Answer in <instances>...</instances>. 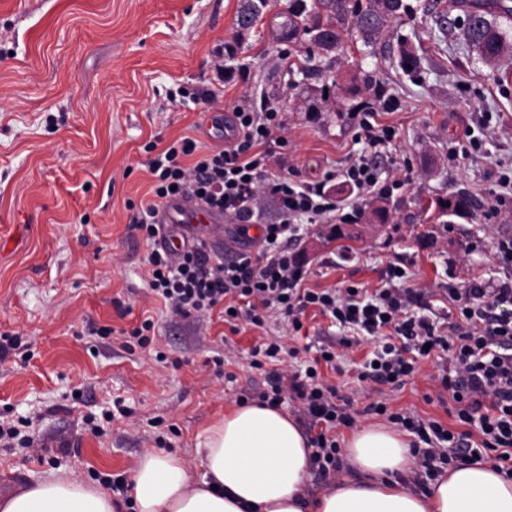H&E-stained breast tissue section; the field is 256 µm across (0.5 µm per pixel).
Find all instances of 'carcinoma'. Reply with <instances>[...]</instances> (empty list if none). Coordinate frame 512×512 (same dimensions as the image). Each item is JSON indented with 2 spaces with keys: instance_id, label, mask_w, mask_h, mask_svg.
Returning a JSON list of instances; mask_svg holds the SVG:
<instances>
[{
  "instance_id": "carcinoma-1",
  "label": "carcinoma",
  "mask_w": 512,
  "mask_h": 512,
  "mask_svg": "<svg viewBox=\"0 0 512 512\" xmlns=\"http://www.w3.org/2000/svg\"><path fill=\"white\" fill-rule=\"evenodd\" d=\"M268 6L269 0H241L236 19L239 35L248 33ZM405 9L403 0H367L366 5L359 4L350 11L346 10L344 0H289L282 29L289 38L305 36L310 43L330 53L348 33L358 36L368 46L377 43L388 23ZM487 15L481 8L471 12L464 37L481 59L495 64L506 57L512 42ZM470 207L472 203L463 196L439 199L435 203L441 217L464 213Z\"/></svg>"
}]
</instances>
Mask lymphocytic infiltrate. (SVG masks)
I'll return each mask as SVG.
<instances>
[{
    "label": "lymphocytic infiltrate",
    "mask_w": 512,
    "mask_h": 512,
    "mask_svg": "<svg viewBox=\"0 0 512 512\" xmlns=\"http://www.w3.org/2000/svg\"><path fill=\"white\" fill-rule=\"evenodd\" d=\"M237 138L224 147L202 153L190 138H182L150 156L147 168L154 179L153 203L142 205L137 227L153 247L146 258L148 290L177 317L190 319L208 314L227 302V323L243 321L260 327L271 315H279L294 331L306 308L318 307L348 335L350 347L360 335L380 338L372 359L366 360L361 380L378 386L400 387L415 370L417 359L445 353L441 385L448 394L449 416L463 424L456 432L436 420L390 410L388 402H370L366 413L387 416L414 434L411 444L416 465L411 482L425 487L440 466L487 457L498 471L512 475V281L488 284L472 282L449 287L448 298L458 310L455 320L438 326L409 308L414 289L400 287L406 271L391 266L381 288H306L305 272L288 251L301 223L315 224L331 217L337 205L324 184H307L290 175L272 176L268 160L274 149L285 147L283 113L244 101L234 109ZM345 184L359 194L388 197L402 188L403 180L382 177L365 156L349 159L339 171ZM274 198L280 212L277 223L264 225L259 254L245 251L233 259L212 257L201 240L186 244L180 252L156 244L161 226L157 201L187 197L222 212L240 231L259 218L258 201ZM261 390L254 397L272 406L292 401L299 422L314 428L313 465L324 478L341 468L334 432L352 426L346 410L349 395L324 383L316 366L285 373L265 370Z\"/></svg>",
    "instance_id": "lymphocytic-infiltrate-1"
}]
</instances>
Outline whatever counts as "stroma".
<instances>
[{
  "instance_id": "obj_1",
  "label": "stroma",
  "mask_w": 512,
  "mask_h": 512,
  "mask_svg": "<svg viewBox=\"0 0 512 512\" xmlns=\"http://www.w3.org/2000/svg\"><path fill=\"white\" fill-rule=\"evenodd\" d=\"M405 2L408 13L377 45L353 39L322 54L270 37L288 0H271L242 37L240 0H0V333L20 336L32 354L0 357V423L31 418L27 433L43 445L38 455L0 447V499L14 476L28 487L49 476L94 484L128 475L154 447L182 457L199 478L197 444L262 386L250 350L269 336L298 348L279 363L293 371L336 343L337 367L324 378L350 390L357 426L379 423L364 411L373 396L358 379L376 339L342 347V330L311 309L297 334L277 317L235 334L216 313L172 317L148 293L151 246L133 224L134 204L151 199L147 148L189 137L211 149L201 126L242 99L286 115L288 145L271 157L270 174L297 169L301 180L325 182L341 205L351 193L323 176L364 149L353 113L381 95L398 103L376 116L397 131L376 161L383 174L410 183L389 197V222L363 216L355 238H330L332 218L303 225L290 249L308 287L372 290L398 264L407 272L403 287L419 291L415 313L444 319L456 312L448 285L512 278V265L497 258L500 241L512 238V215L490 212L512 138L490 139L486 154L463 164L448 158L485 116L512 127V60H479L464 39V9L448 0ZM403 44L418 58L414 71L400 66ZM218 55L220 75L212 68ZM364 74L375 84L345 98L342 85ZM198 89L212 91L211 101L177 97ZM459 194L475 200L470 212L444 221L430 210ZM147 317L155 321L150 347L124 349L123 332ZM101 327L112 335L97 336ZM224 354L229 363L215 367ZM441 374L440 361L422 362L388 389L392 408L453 426L435 400ZM117 401L127 416L93 435L86 418Z\"/></svg>"
}]
</instances>
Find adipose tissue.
Segmentation results:
<instances>
[{"mask_svg":"<svg viewBox=\"0 0 512 512\" xmlns=\"http://www.w3.org/2000/svg\"><path fill=\"white\" fill-rule=\"evenodd\" d=\"M352 478L314 493L313 448L283 409L248 403L209 427L196 449L205 473L193 481L183 459L147 451L128 475L127 495L52 476L0 501V512H512V477L485 460L444 469L425 491L408 487L410 440L374 424L343 440Z\"/></svg>","mask_w":512,"mask_h":512,"instance_id":"1","label":"adipose tissue"}]
</instances>
